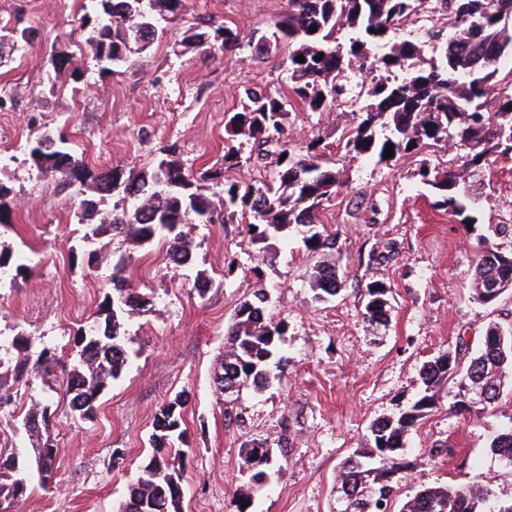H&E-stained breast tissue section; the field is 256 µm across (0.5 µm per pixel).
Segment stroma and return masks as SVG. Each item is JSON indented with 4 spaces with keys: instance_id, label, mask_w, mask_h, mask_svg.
Returning <instances> with one entry per match:
<instances>
[{
    "instance_id": "obj_1",
    "label": "stroma",
    "mask_w": 512,
    "mask_h": 512,
    "mask_svg": "<svg viewBox=\"0 0 512 512\" xmlns=\"http://www.w3.org/2000/svg\"><path fill=\"white\" fill-rule=\"evenodd\" d=\"M287 9L288 0H183L146 53L105 72L79 28L95 17L94 0H0V184L9 205L0 249L31 257L27 270L0 281V355L16 356V340L29 337L35 349L54 352L60 368L12 383L13 402L0 413L6 453L28 445L21 421L35 400H45L60 447L48 485L32 486L9 512H117L153 454L155 416L177 398L185 403L180 512H232L236 498L248 501V512H343L342 463L365 452L374 421L398 419L419 399L423 364L446 352L469 360L490 325L512 332V290L487 305L471 288L479 235L512 215V154L491 158L479 222L467 226L436 209L414 177L422 161L447 165V145L402 156L390 168L346 152L350 110L294 105L285 140L297 148L318 142L321 166L344 180L320 215L336 236L343 281L325 302L311 289L315 260L299 229L256 241L238 214L183 225L179 237L143 247L109 232L90 238L89 225L110 216L115 196L84 216L89 189L35 166L30 152L48 133L62 134L91 167L125 179L170 155L223 214L224 117L240 110L243 86L288 90L287 52L255 60L246 49L230 55L188 43L186 32L226 24L245 36L268 35ZM182 241L193 248V264L171 259ZM200 271L209 279L201 291L194 287ZM116 272L153 306L126 321L128 362L88 421L70 409L63 372ZM372 282L390 291L384 328L366 316ZM257 289L267 295L265 316L283 324V362L264 389L223 396L214 377L225 333ZM456 393L454 384L443 385L404 435V468L388 512L437 486H487L512 501V465L489 448L512 425V396L459 415ZM252 444L272 451L263 485L244 462ZM441 445L448 455L430 460V448Z\"/></svg>"
}]
</instances>
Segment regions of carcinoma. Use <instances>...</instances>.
<instances>
[{
  "label": "carcinoma",
  "mask_w": 512,
  "mask_h": 512,
  "mask_svg": "<svg viewBox=\"0 0 512 512\" xmlns=\"http://www.w3.org/2000/svg\"><path fill=\"white\" fill-rule=\"evenodd\" d=\"M101 14L91 27L88 41L96 47L102 70L128 63L145 53L158 35L161 22L175 16L182 0H99ZM448 12L452 23L446 36L425 30L422 38L398 41L395 33L405 21L417 20L436 8ZM316 31H311V28ZM272 37L252 33L241 36L238 28L224 25L213 31L219 48L233 53L245 46L260 57L288 46L286 59L289 94L272 93L265 88L243 86L241 110L228 115L224 123L227 150L224 171L229 172L250 161L242 158L241 145L257 148L256 162L265 163L274 156L268 177L249 184L224 179V214L234 216L235 209L249 213L248 228L257 229L256 239L269 232L283 233L292 225H309L314 232L305 239L310 252L318 254L334 248V238L321 224L325 204L336 197L340 175L323 169L317 162V145L307 146L301 155L282 140L284 125L292 102L310 112H329L353 93L354 74L379 71L385 77L370 83L367 95L372 102L357 111L356 124L346 137L345 148L355 157H378V163L390 165L400 157L431 145L448 143L464 151L467 174L454 169L423 163L415 173L431 189L434 205L475 224L472 212L479 206L478 179L482 165L491 154L512 151V95L498 92L497 65L512 58V0H288V11L275 24ZM321 59H316L317 55ZM304 61H297L298 57ZM42 142L52 145L36 167L66 180L91 181V189L112 194L122 188V200L134 205H119L103 229L121 234L129 242L143 246L161 232L172 234L179 225L214 223L212 203L195 189L193 177L176 159L162 158L151 172L120 184L115 175L92 170L76 160L65 148L63 137L47 135ZM394 156L386 159L387 147ZM286 159H281V156ZM512 238V226L494 224L481 235L480 251L474 266L472 289L484 301L487 285L500 284V292L512 289V249L496 243ZM316 298L324 301L342 287L336 264H320L311 281ZM113 294L104 297L100 312L104 325L93 326L78 337V361L65 377L72 411L90 419L96 412L101 393L116 380L127 363L124 321L144 312L147 301L132 292L120 275L112 279ZM365 310L368 321L383 325L388 321V300L374 301L372 286L366 288ZM266 295L258 290L254 299L244 302L225 334L227 352L220 374V387L233 382L237 387L251 384L258 388L267 382L276 351L275 333L282 322L264 315ZM0 371L15 380L46 374L51 362L39 353L15 358L0 357ZM420 377L421 397L398 420L381 419L370 426L369 441L376 449L379 466L373 456L357 453L346 460L341 471L346 494L344 512H372L368 484L387 500L393 492L394 478L402 470L397 461L404 447L403 436L420 417L432 408L437 389L451 380L466 393L485 395L482 409L494 406L507 386H512V336L500 327L488 328L479 351L461 365L448 353L425 362ZM174 400L160 410L152 434V455L147 466L163 470L174 483L180 482L175 460L185 451L169 447L183 422L181 415L171 416ZM47 410L31 412L24 421L31 451L11 450L0 454V507L26 495L30 481L47 484L59 452L47 431ZM493 455L512 462V426L496 435L490 445ZM127 501L142 504L140 512H179L177 497L158 494L151 476L144 472L127 491ZM400 512H512L486 487L478 492L465 488L430 487L419 491L403 504Z\"/></svg>",
  "instance_id": "carcinoma-1"
}]
</instances>
